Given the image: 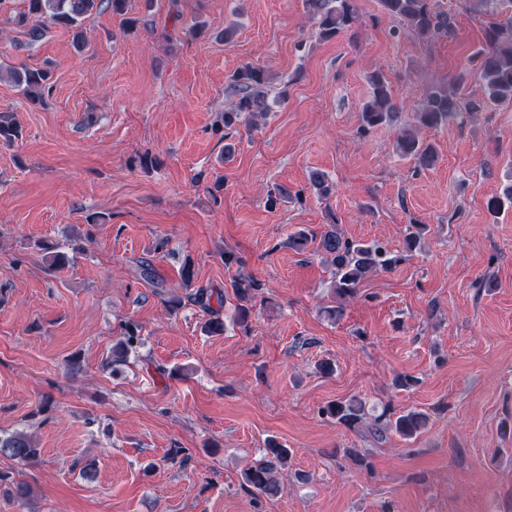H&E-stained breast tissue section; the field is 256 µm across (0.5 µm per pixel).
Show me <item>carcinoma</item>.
Wrapping results in <instances>:
<instances>
[{"instance_id":"carcinoma-1","label":"carcinoma","mask_w":512,"mask_h":512,"mask_svg":"<svg viewBox=\"0 0 512 512\" xmlns=\"http://www.w3.org/2000/svg\"><path fill=\"white\" fill-rule=\"evenodd\" d=\"M512 0H480L486 11L492 14L486 23L484 44L471 56L473 70L482 82V95L468 97L462 92L463 76L451 85L437 86L427 94L416 112V124L407 127L397 137L402 156L415 160L422 167L436 162L431 145L418 137L419 127L438 128L457 119L463 112L477 113L488 106L512 104V19L501 22L494 18L499 8ZM27 9L17 14L14 21L26 28L32 42L40 41L52 26H62L74 31L76 42L83 40V21L102 4L118 15L124 14L127 0H25ZM308 12L318 20L317 36L323 40L338 37L352 30L359 20L356 0H305ZM381 10L396 20L404 33L423 40L449 37L452 34L448 17L434 10L432 0H379ZM15 82L24 94L36 99L47 85L49 73L43 69L25 68L14 72ZM370 95L360 110V132L367 133L394 119L396 104L386 77L374 73L369 77ZM232 86L236 99L233 106L224 111V126L238 122L256 124L272 111L266 78L261 70L250 66L238 69L233 75ZM19 137V127L8 112H0V143H11ZM512 207V185L504 189L502 196L488 202V209L498 214ZM414 231L405 241L404 250L394 252L381 243L354 241L341 235L335 225L318 235L304 230L296 231L290 244L297 249L314 245L315 252L335 267L334 294L336 307L328 310L330 317L343 311L344 302L355 298L361 284L370 276L391 270L406 260L418 246L425 227L413 225ZM262 283L251 275L238 274L231 288L237 300V320L244 323L250 316L251 304L261 290ZM222 305V295L209 288H199L193 294V302L209 315L206 328L209 333H224V320L220 310L211 300ZM321 414L336 425L352 431L376 443L388 440L395 434L404 440L417 438L427 427L429 416L418 410L397 411L384 405L380 412L358 397L336 400L321 408ZM0 454L19 464L29 465L40 456V448L29 435L16 431L0 436ZM291 449L275 439L267 440L263 458L243 471V483L256 497H275L284 491L278 477V468L287 465ZM346 457L358 470L372 471L370 454L366 448H348Z\"/></svg>"}]
</instances>
